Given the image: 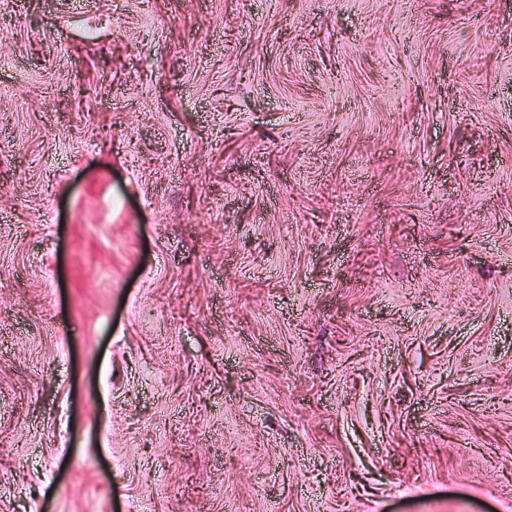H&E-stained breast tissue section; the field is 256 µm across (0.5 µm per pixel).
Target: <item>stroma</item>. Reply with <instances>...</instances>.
Listing matches in <instances>:
<instances>
[{
  "instance_id": "obj_1",
  "label": "stroma",
  "mask_w": 512,
  "mask_h": 512,
  "mask_svg": "<svg viewBox=\"0 0 512 512\" xmlns=\"http://www.w3.org/2000/svg\"><path fill=\"white\" fill-rule=\"evenodd\" d=\"M0 512H512V0H0Z\"/></svg>"
}]
</instances>
